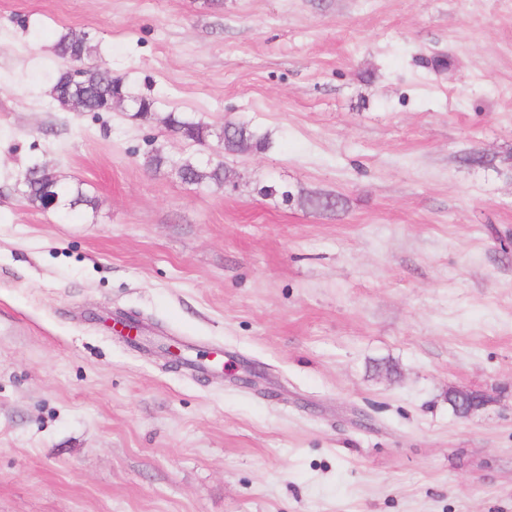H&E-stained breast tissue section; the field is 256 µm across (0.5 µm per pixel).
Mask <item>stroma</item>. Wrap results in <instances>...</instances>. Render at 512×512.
<instances>
[{
	"label": "stroma",
	"instance_id": "obj_1",
	"mask_svg": "<svg viewBox=\"0 0 512 512\" xmlns=\"http://www.w3.org/2000/svg\"><path fill=\"white\" fill-rule=\"evenodd\" d=\"M68 29L155 114L62 111ZM506 238L512 0H0V512H512ZM176 130L182 131L183 139L196 144H203L208 136L207 127L197 122H190L181 115L170 113ZM207 164L217 165L221 168H224V161L221 158H219L217 162H214L212 158H209ZM207 164L194 165L192 163H185L184 165L186 166V175L182 178V180L194 185L216 186V183L221 179V174L218 172V170ZM38 166L40 164L35 163L25 172V174L30 173V177L23 184L22 194L31 204L45 207V200L49 193H55L59 197V203L69 208L92 205V199L84 195L79 187L73 188L59 183L50 170L37 169ZM455 411L461 416H468L483 406L481 396L465 390H454L451 393Z\"/></svg>",
	"mask_w": 512,
	"mask_h": 512
}]
</instances>
